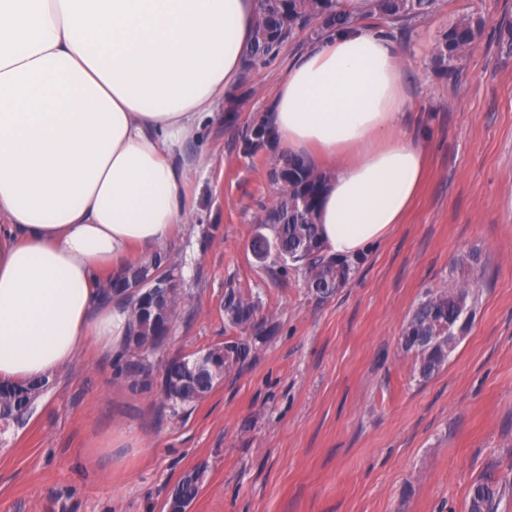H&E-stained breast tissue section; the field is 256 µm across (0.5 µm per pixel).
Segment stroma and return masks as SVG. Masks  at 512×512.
<instances>
[{
	"instance_id": "35a3bbf8",
	"label": "stroma",
	"mask_w": 512,
	"mask_h": 512,
	"mask_svg": "<svg viewBox=\"0 0 512 512\" xmlns=\"http://www.w3.org/2000/svg\"><path fill=\"white\" fill-rule=\"evenodd\" d=\"M486 21L448 74L432 55L448 25ZM512 0H437L431 16L369 18L400 47L408 132L427 174L403 223L361 254L328 299L301 270L259 261L251 242L278 192L276 140H259L306 33L242 70L196 138L188 223L166 253L191 299L168 349L233 335L232 292L252 293L277 328L204 400L170 407L114 375L83 346L27 423L0 435V512H162L180 477L206 478L187 512H467L487 475L512 480V51L499 39ZM481 252L472 322L447 363L420 379L400 337L428 291L464 279Z\"/></svg>"
}]
</instances>
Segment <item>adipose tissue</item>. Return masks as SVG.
Wrapping results in <instances>:
<instances>
[{
    "label": "adipose tissue",
    "instance_id": "adipose-tissue-1",
    "mask_svg": "<svg viewBox=\"0 0 512 512\" xmlns=\"http://www.w3.org/2000/svg\"><path fill=\"white\" fill-rule=\"evenodd\" d=\"M298 57L274 106L278 152L335 160L317 215L333 255L384 239L425 172L404 130L402 55L363 25ZM256 0H0V381L48 378L85 343L121 351L128 310L96 288L186 223L185 153L238 81Z\"/></svg>",
    "mask_w": 512,
    "mask_h": 512
}]
</instances>
